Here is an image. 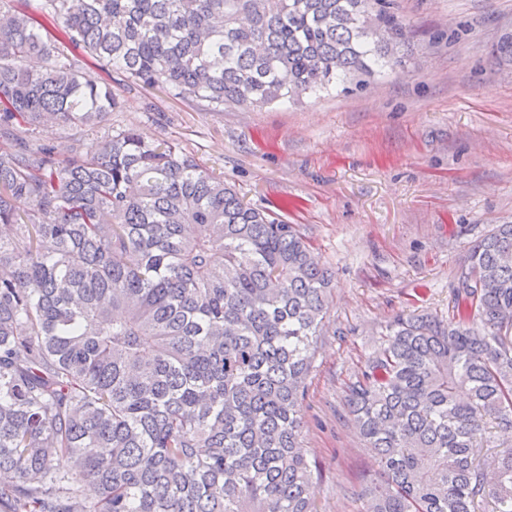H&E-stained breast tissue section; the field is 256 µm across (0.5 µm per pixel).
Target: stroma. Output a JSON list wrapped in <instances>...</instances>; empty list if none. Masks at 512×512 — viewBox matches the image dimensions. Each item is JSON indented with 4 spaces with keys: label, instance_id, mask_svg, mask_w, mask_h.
Returning a JSON list of instances; mask_svg holds the SVG:
<instances>
[{
    "label": "stroma",
    "instance_id": "stroma-1",
    "mask_svg": "<svg viewBox=\"0 0 512 512\" xmlns=\"http://www.w3.org/2000/svg\"><path fill=\"white\" fill-rule=\"evenodd\" d=\"M410 26L403 72L361 90L263 110L211 112L113 73L121 107L103 128L179 144L247 202L296 225L334 275L330 317L302 400V450L318 512H362L380 483L346 385L396 315L447 314L473 242L512 224V0H395ZM67 154L98 132L40 127Z\"/></svg>",
    "mask_w": 512,
    "mask_h": 512
}]
</instances>
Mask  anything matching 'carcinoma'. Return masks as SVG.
I'll return each mask as SVG.
<instances>
[{"label":"carcinoma","instance_id":"carcinoma-1","mask_svg":"<svg viewBox=\"0 0 512 512\" xmlns=\"http://www.w3.org/2000/svg\"><path fill=\"white\" fill-rule=\"evenodd\" d=\"M269 2L0 0V512H316L300 405L332 275L300 232L175 143L18 137L120 107L89 63L212 112L406 65L393 0ZM348 404L384 475L365 512H512V224L448 318L394 317ZM94 131H85L74 135L75 131H70L60 126H41L36 134L29 135L20 129L19 136L33 143H44L55 147L58 155H67L70 147L74 144V138H77L80 149L83 153L94 152L98 148L100 133Z\"/></svg>","mask_w":512,"mask_h":512}]
</instances>
